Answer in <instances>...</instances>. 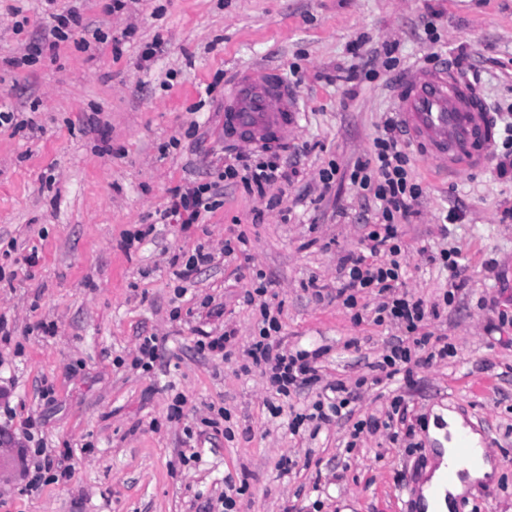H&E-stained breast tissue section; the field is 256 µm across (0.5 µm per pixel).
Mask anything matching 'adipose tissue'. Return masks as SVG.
I'll use <instances>...</instances> for the list:
<instances>
[{
    "label": "adipose tissue",
    "instance_id": "1",
    "mask_svg": "<svg viewBox=\"0 0 512 512\" xmlns=\"http://www.w3.org/2000/svg\"><path fill=\"white\" fill-rule=\"evenodd\" d=\"M447 422V429L435 428L431 431L433 437L442 440L443 446L438 449L434 468L421 490L425 512H452L457 497L465 495L473 487L490 483L499 471L497 462L486 460L478 465L463 468L459 478L453 483H446L444 475L454 454L451 438L464 428L461 418L456 415H448Z\"/></svg>",
    "mask_w": 512,
    "mask_h": 512
}]
</instances>
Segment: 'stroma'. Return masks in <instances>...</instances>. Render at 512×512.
Instances as JSON below:
<instances>
[{
    "label": "stroma",
    "mask_w": 512,
    "mask_h": 512,
    "mask_svg": "<svg viewBox=\"0 0 512 512\" xmlns=\"http://www.w3.org/2000/svg\"><path fill=\"white\" fill-rule=\"evenodd\" d=\"M108 3L58 0L78 8L81 24L49 49L42 0H0V110L27 122L0 130V317L11 332L0 345V431L15 448L0 512H211L232 489L235 512H415L437 406L461 413L500 466L460 512H512V178L490 164L448 181L411 157L426 192L398 227L405 289L448 291V270L427 256L442 247L460 249L468 279L428 326L453 354L415 368L413 384L372 381L400 334L374 323V295L352 311L307 289L314 278L338 288L340 258L362 249L375 220L348 176L395 110L396 76L437 53L458 56L489 107L512 104V0H130L113 14ZM154 42L159 52L142 61ZM36 45L34 63L9 66ZM389 53L397 65L386 71ZM253 66L277 69L301 112L274 147L297 171L269 189L278 205L228 185L204 223L155 224L141 248L124 251V234L154 224L174 188L217 180L232 162L224 94ZM331 163L339 172L326 190L320 172ZM455 205L462 221L443 225ZM238 234L246 255L225 256ZM200 245L215 261L178 295L170 261ZM260 271L282 303L285 346L326 350L315 389L284 398L259 370L241 369L258 318L244 295ZM228 326L240 352H198L200 331ZM145 336L160 354L148 372L131 366ZM339 380L355 389L351 419L293 433L291 410ZM396 400L405 424L352 438L355 422L386 420ZM214 417L219 427H206ZM41 441L70 474L51 470L30 491L25 471Z\"/></svg>",
    "instance_id": "1"
}]
</instances>
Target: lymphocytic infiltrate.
Returning <instances> with one entry per match:
<instances>
[{
	"mask_svg": "<svg viewBox=\"0 0 512 512\" xmlns=\"http://www.w3.org/2000/svg\"><path fill=\"white\" fill-rule=\"evenodd\" d=\"M410 148L394 120L387 118L384 128L373 142L370 158L358 162L349 175L352 185L364 197L379 202V216L364 237V247L344 255L339 264L340 286L336 297L346 308H356L362 293H374L378 299L376 323L390 322L404 328L405 338L399 339L387 354L382 355L374 368L386 377L403 374L412 379L416 367L445 359L450 346L446 337H432L426 326L439 319L445 305L451 304L455 294L464 288L457 249H444L439 258L453 281L442 302H431L410 295L404 290L403 272L399 257L403 243L398 226L414 213V207L423 195L422 187L409 174ZM223 179L241 180L251 194L266 196L268 188L289 174L278 154L260 158L248 154L237 155L225 164ZM218 192L215 184H189L175 188L170 204L159 213L161 223L177 221L182 225L200 223L206 213L215 209ZM266 284H259L253 294L247 295V304H258L261 326L257 336L245 350L252 366L259 368L277 395L288 397L320 382L319 362L323 349L287 350L281 336L282 325L271 312L264 297Z\"/></svg>",
	"mask_w": 512,
	"mask_h": 512,
	"instance_id": "lymphocytic-infiltrate-1",
	"label": "lymphocytic infiltrate"
}]
</instances>
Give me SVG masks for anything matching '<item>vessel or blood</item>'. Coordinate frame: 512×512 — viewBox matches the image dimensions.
<instances>
[{"label":"vessel or blood","mask_w":512,"mask_h":512,"mask_svg":"<svg viewBox=\"0 0 512 512\" xmlns=\"http://www.w3.org/2000/svg\"><path fill=\"white\" fill-rule=\"evenodd\" d=\"M395 99L397 120L432 173L452 179L486 167L496 125L483 98L448 64L418 69L398 84ZM297 118L294 93L267 67L241 70L224 97V137L242 145L283 138ZM478 455L467 434H458L446 482Z\"/></svg>","instance_id":"obj_1"}]
</instances>
